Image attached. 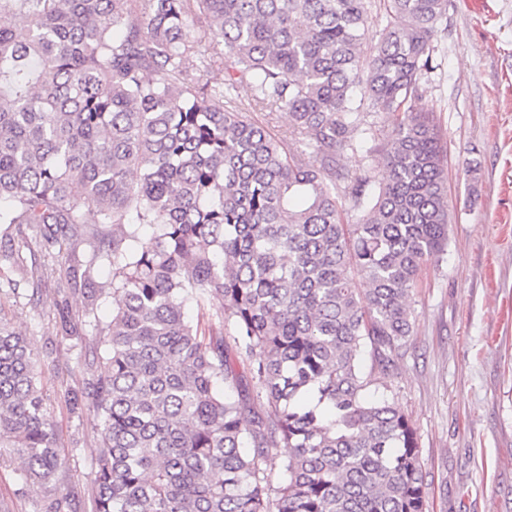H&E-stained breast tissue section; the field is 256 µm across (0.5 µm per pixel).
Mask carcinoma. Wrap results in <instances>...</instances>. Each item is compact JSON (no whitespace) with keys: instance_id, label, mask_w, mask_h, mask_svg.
<instances>
[{"instance_id":"obj_1","label":"carcinoma","mask_w":512,"mask_h":512,"mask_svg":"<svg viewBox=\"0 0 512 512\" xmlns=\"http://www.w3.org/2000/svg\"><path fill=\"white\" fill-rule=\"evenodd\" d=\"M447 14L448 0H0V224L60 254L89 205L112 227L87 261L112 268L107 371L87 396L105 431L94 512H425L416 431L367 398L362 360L383 367L408 341L410 295L448 247L446 151L417 105ZM198 24L224 46L222 86L187 73L214 63ZM241 86L288 111L297 146L246 118ZM366 106L393 117L370 193L338 170L377 135ZM82 267L64 268L75 292ZM0 447L45 512H71L37 360L1 321Z\"/></svg>"}]
</instances>
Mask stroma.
Listing matches in <instances>:
<instances>
[{
  "instance_id": "1",
  "label": "stroma",
  "mask_w": 512,
  "mask_h": 512,
  "mask_svg": "<svg viewBox=\"0 0 512 512\" xmlns=\"http://www.w3.org/2000/svg\"><path fill=\"white\" fill-rule=\"evenodd\" d=\"M435 68L419 84L447 151L448 248L412 296L413 334L387 369L365 361L369 398H388L417 432L426 512H512V0H450ZM383 138L342 153L349 177L378 182ZM19 256L16 288L0 289V320L26 336L46 405L60 431L62 478L74 512H93L104 439L74 396L104 372L111 298L86 313L64 286V260L25 224H0V253ZM78 328L64 336L63 318ZM0 448V512H41L39 485Z\"/></svg>"
}]
</instances>
